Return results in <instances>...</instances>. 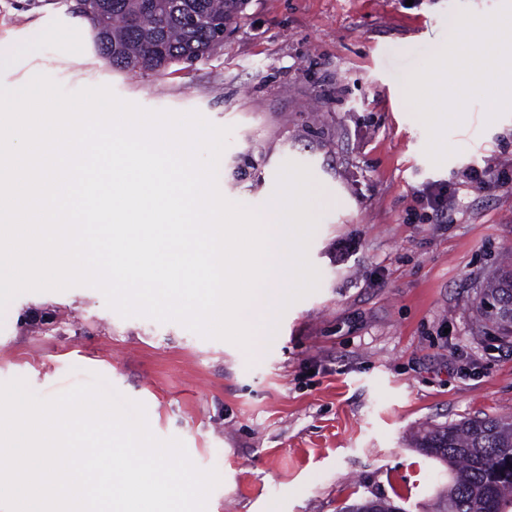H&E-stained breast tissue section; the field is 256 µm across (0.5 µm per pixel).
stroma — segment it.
Here are the masks:
<instances>
[{"instance_id":"obj_1","label":"stroma","mask_w":512,"mask_h":512,"mask_svg":"<svg viewBox=\"0 0 512 512\" xmlns=\"http://www.w3.org/2000/svg\"><path fill=\"white\" fill-rule=\"evenodd\" d=\"M512 0H249L210 57L161 78L114 71L66 0H0V67L66 91L107 86L153 111L229 131L217 187L264 210L277 173L309 168L328 199L308 258L315 292L244 350L176 322L121 317L88 286L25 292L0 313V382L51 398L101 375L142 403L161 440L216 470L207 512H340L387 499L430 512L448 470L411 445L428 425L512 417V339L479 319L512 254V111L494 112L493 60ZM487 31L482 76L459 68L455 32ZM75 40L41 38L46 27ZM447 96L423 75L446 63ZM488 170L490 186L465 184ZM447 185L435 218L419 193Z\"/></svg>"}]
</instances>
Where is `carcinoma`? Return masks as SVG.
I'll return each instance as SVG.
<instances>
[{
  "label": "carcinoma",
  "instance_id": "cac0c4a2",
  "mask_svg": "<svg viewBox=\"0 0 512 512\" xmlns=\"http://www.w3.org/2000/svg\"><path fill=\"white\" fill-rule=\"evenodd\" d=\"M247 0H76L73 13L106 38L95 48L112 69L163 76L209 56L242 18ZM512 261H503L481 299L482 313L512 335ZM412 447L448 466V486L434 512H512V421L484 416L434 424ZM388 500H365L346 512H391Z\"/></svg>",
  "mask_w": 512,
  "mask_h": 512
}]
</instances>
